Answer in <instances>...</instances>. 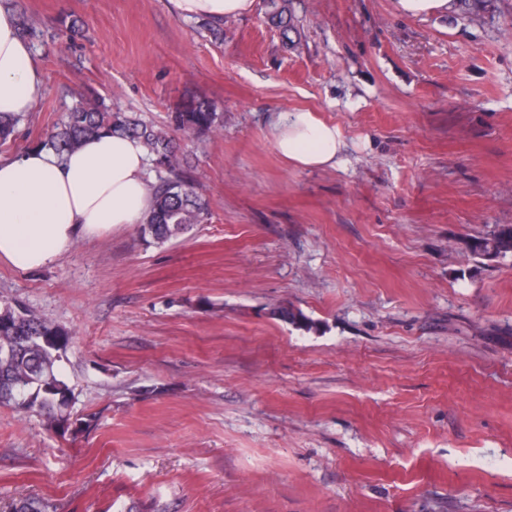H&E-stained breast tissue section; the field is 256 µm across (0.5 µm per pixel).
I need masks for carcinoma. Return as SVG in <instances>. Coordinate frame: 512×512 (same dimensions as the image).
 <instances>
[{"label":"carcinoma","mask_w":512,"mask_h":512,"mask_svg":"<svg viewBox=\"0 0 512 512\" xmlns=\"http://www.w3.org/2000/svg\"><path fill=\"white\" fill-rule=\"evenodd\" d=\"M288 2L265 0L269 20L285 39L291 30ZM17 27L27 41L41 37V31L22 13L17 16ZM219 120L214 103L194 97L184 99L172 114L176 128L186 135L214 131ZM20 123L18 117L0 114V145L15 136ZM102 133L142 141L152 164L170 173V177L151 185L152 207L139 225L141 237L165 243L179 238L194 225L207 222L208 203L196 184L180 170L182 156L167 133L141 118L102 108L93 95L81 96L80 103L67 112L41 146L61 154ZM471 250L488 259L512 254V224H499L488 235L474 239ZM272 315L313 329V322L299 309L277 307ZM68 344L67 332L48 316L17 301L0 302V406L15 404L25 412L38 411L46 415L50 426L68 421L73 391L60 365ZM12 512H54V508L44 500L24 499L12 505Z\"/></svg>","instance_id":"obj_1"}]
</instances>
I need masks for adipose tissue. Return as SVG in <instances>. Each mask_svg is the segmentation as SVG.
I'll return each mask as SVG.
<instances>
[{"label":"adipose tissue","mask_w":512,"mask_h":512,"mask_svg":"<svg viewBox=\"0 0 512 512\" xmlns=\"http://www.w3.org/2000/svg\"><path fill=\"white\" fill-rule=\"evenodd\" d=\"M184 19L216 22L248 12L253 0H170ZM43 74L0 5V114H28ZM281 160L302 169H332L346 147L336 124L315 112L278 113L270 126ZM149 155L141 141L104 134L69 153L34 149L0 157V260L28 272L58 264L77 238H99L142 223L152 206Z\"/></svg>","instance_id":"adipose-tissue-1"}]
</instances>
